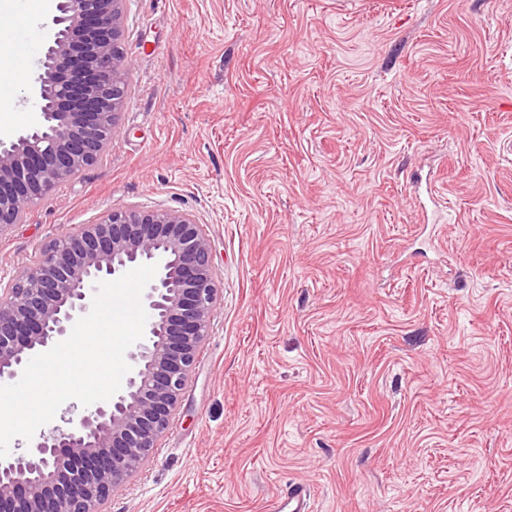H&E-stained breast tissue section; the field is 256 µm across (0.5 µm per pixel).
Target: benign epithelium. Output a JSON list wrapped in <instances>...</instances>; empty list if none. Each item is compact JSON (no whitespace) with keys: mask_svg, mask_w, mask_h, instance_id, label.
<instances>
[{"mask_svg":"<svg viewBox=\"0 0 512 512\" xmlns=\"http://www.w3.org/2000/svg\"><path fill=\"white\" fill-rule=\"evenodd\" d=\"M125 3L54 0L34 120L0 137V232L105 154L128 95ZM210 252L189 213L115 208L67 228L0 286L2 382L69 335L98 283L132 264H158L124 388L42 432L34 450L0 459V512H107L157 448L187 387L217 301Z\"/></svg>","mask_w":512,"mask_h":512,"instance_id":"1","label":"benign epithelium"}]
</instances>
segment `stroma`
<instances>
[{"label": "stroma", "instance_id": "obj_1", "mask_svg": "<svg viewBox=\"0 0 512 512\" xmlns=\"http://www.w3.org/2000/svg\"><path fill=\"white\" fill-rule=\"evenodd\" d=\"M124 39L106 154L0 233L1 283L111 208L210 241L209 334L110 512H512V0H126Z\"/></svg>", "mask_w": 512, "mask_h": 512}]
</instances>
